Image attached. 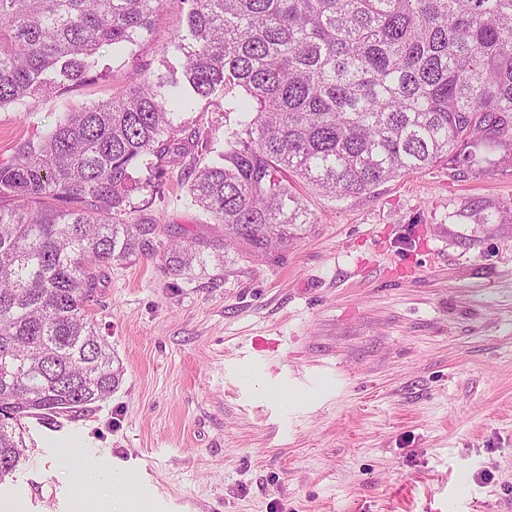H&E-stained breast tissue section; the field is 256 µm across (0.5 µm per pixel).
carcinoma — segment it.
<instances>
[{"label": "carcinoma", "mask_w": 512, "mask_h": 512, "mask_svg": "<svg viewBox=\"0 0 512 512\" xmlns=\"http://www.w3.org/2000/svg\"><path fill=\"white\" fill-rule=\"evenodd\" d=\"M187 33L167 66L73 108L0 159V480L25 420L89 411L121 382L88 317L97 268L138 254L181 273L206 250L274 260L311 223L302 180L344 200L476 148L512 154V0H181ZM163 0H0V107L85 82L103 54L135 57ZM239 87L219 161L187 192L224 230L154 241L135 194L210 147L179 108ZM146 169L144 177L133 173Z\"/></svg>", "instance_id": "carcinoma-1"}]
</instances>
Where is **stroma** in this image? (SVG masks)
I'll return each instance as SVG.
<instances>
[{
	"label": "stroma",
	"instance_id": "35a3bbf8",
	"mask_svg": "<svg viewBox=\"0 0 512 512\" xmlns=\"http://www.w3.org/2000/svg\"><path fill=\"white\" fill-rule=\"evenodd\" d=\"M183 14L166 0L139 67L0 108V158L140 66L177 63ZM224 102L188 114L216 153L240 121ZM490 157L342 201L298 185L311 221L272 261L103 267L89 315L122 380L75 418L29 420L0 502L83 512L74 446L131 512H512V161ZM183 178L136 194L133 220L216 239Z\"/></svg>",
	"mask_w": 512,
	"mask_h": 512
}]
</instances>
